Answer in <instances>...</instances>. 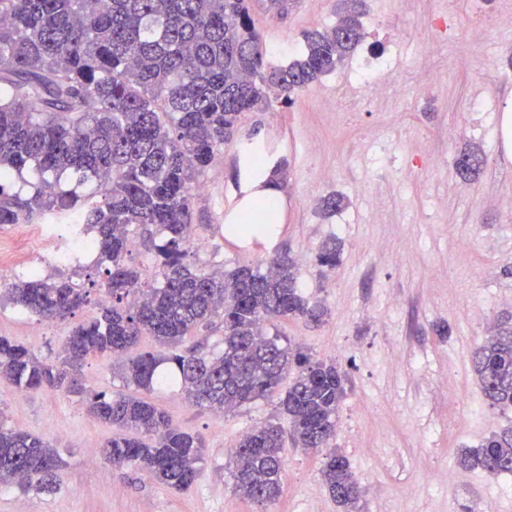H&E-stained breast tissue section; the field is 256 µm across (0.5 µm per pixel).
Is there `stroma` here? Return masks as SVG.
<instances>
[{
  "label": "stroma",
  "mask_w": 512,
  "mask_h": 512,
  "mask_svg": "<svg viewBox=\"0 0 512 512\" xmlns=\"http://www.w3.org/2000/svg\"><path fill=\"white\" fill-rule=\"evenodd\" d=\"M250 15L271 63L287 61L301 34L337 19L338 0H288L287 12L250 0ZM364 43L336 72L299 91L293 105L272 101L241 114L194 198V245L187 263L225 270L288 253L299 283L328 316L321 325L293 319L266 323L270 335L335 359L348 377L333 444L349 459L362 494L357 512H512V475L458 467L460 449L474 448L512 424V412L489 407L471 368V353L504 313L512 314V0H366ZM485 29L483 39L469 36ZM393 56L381 79L403 95L371 111L340 112L336 101L351 72L371 55ZM260 146L281 165L274 231L261 251L228 244L235 201L249 200L254 181L244 152ZM486 163L464 179L466 150ZM329 172L324 181L315 171ZM340 194L333 216L322 198ZM340 248L336 270L320 275L321 243ZM60 273L87 290V302L66 322L38 320L0 304V335L54 358L74 325L96 316L102 297L85 273ZM86 387L135 394L120 363L93 355ZM151 400L203 443L193 489L175 494L142 472L117 474L101 455L112 427L95 421L83 395L26 392L0 380V425L52 443L62 459L51 493L0 488V512H342L323 484L324 455L284 450L282 491L271 503L235 489L233 450L240 435L279 419L276 400H259L215 416L181 391L157 389Z\"/></svg>",
  "instance_id": "stroma-1"
}]
</instances>
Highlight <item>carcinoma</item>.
Instances as JSON below:
<instances>
[{"mask_svg": "<svg viewBox=\"0 0 512 512\" xmlns=\"http://www.w3.org/2000/svg\"><path fill=\"white\" fill-rule=\"evenodd\" d=\"M342 2L334 25L306 33L295 59L272 66L247 0H0V225H85L107 297L52 360L0 336V379L85 394L88 413L117 430L102 449L114 470L135 466L186 493L199 477L203 444L143 398L85 389L88 356L124 359L129 386L150 392L172 380L194 405L224 414L272 398L286 380L280 406L288 428L267 421L240 436L236 490L261 504L278 497L289 438L298 448L329 449L323 483L344 512H354L359 484L349 460L329 448L347 377L336 360L316 359L263 329L288 318L319 324L327 314L304 296L295 261L277 255L220 275L206 263H185L192 187L234 138L240 115L273 98L291 103L364 41V0ZM480 161L464 152L457 167L471 175ZM65 175L95 188L64 189ZM276 217L277 208L259 200L226 233L253 237ZM137 237L161 258L147 288L128 258ZM339 255L328 239L316 261L332 270ZM2 298L49 322L87 302L72 278L35 272L9 283ZM217 323L221 354L201 344L168 352ZM142 336L162 351H140ZM471 366L488 405L512 410V315L475 347ZM458 461L466 470L512 474V425L463 449ZM60 468L50 442L0 426V484L52 492Z\"/></svg>", "mask_w": 512, "mask_h": 512, "instance_id": "obj_1", "label": "carcinoma"}]
</instances>
